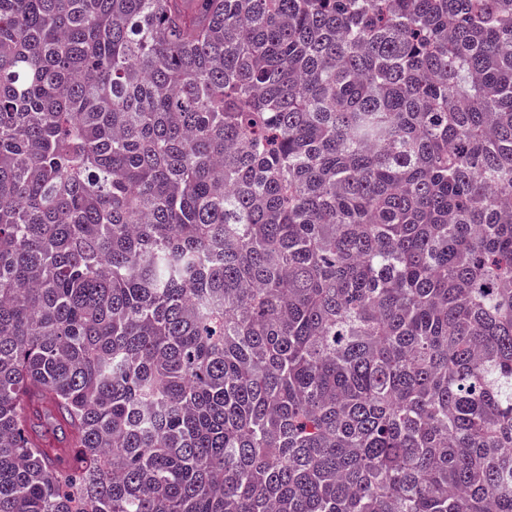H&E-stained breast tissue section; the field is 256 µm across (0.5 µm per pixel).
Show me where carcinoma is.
Returning a JSON list of instances; mask_svg holds the SVG:
<instances>
[{
    "instance_id": "carcinoma-1",
    "label": "carcinoma",
    "mask_w": 512,
    "mask_h": 512,
    "mask_svg": "<svg viewBox=\"0 0 512 512\" xmlns=\"http://www.w3.org/2000/svg\"><path fill=\"white\" fill-rule=\"evenodd\" d=\"M0 512H512V0H0Z\"/></svg>"
}]
</instances>
